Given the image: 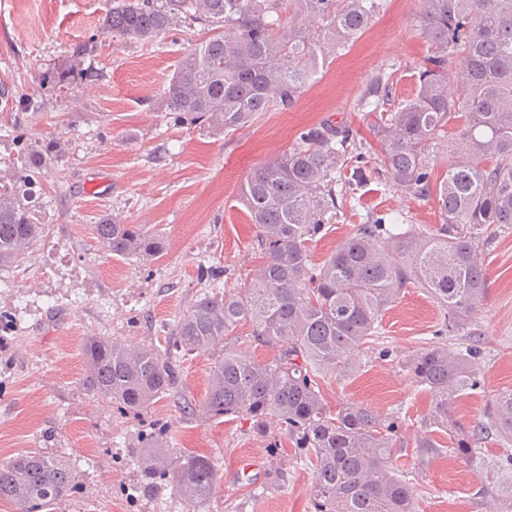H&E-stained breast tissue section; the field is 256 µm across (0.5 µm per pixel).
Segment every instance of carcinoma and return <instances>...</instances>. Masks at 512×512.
<instances>
[{"mask_svg": "<svg viewBox=\"0 0 512 512\" xmlns=\"http://www.w3.org/2000/svg\"><path fill=\"white\" fill-rule=\"evenodd\" d=\"M290 1L294 21L283 22ZM417 30L432 49L414 96L397 101L391 74L368 80L356 106L376 115L379 163L368 166L366 147L350 128L330 123L298 133L288 149L253 172L238 200L259 229L261 262L237 293L219 286L221 273L192 296L170 331L164 353L110 339H88L84 389L139 414L178 380L174 362L224 343L236 326L275 349L260 362L226 346L211 367L204 409L213 418L237 415L266 435L277 420L303 455L316 460L314 512H417L407 475L389 459L399 421L362 407L328 408L320 379L348 370L362 347L390 359L379 323L408 288H423L446 311L438 335L469 343L429 346L407 362L413 379L432 396L430 425L448 431V450L481 464L475 443L496 434L512 443V388L497 393L486 421L466 427L453 415L459 396L481 389L473 360L482 355L471 319L487 298L480 244L512 229V0H424ZM385 0H109L101 29L114 41L151 43L181 24L211 27L190 40L162 91L165 112L181 124L227 135L260 113L290 110L320 69L351 46L383 11ZM465 65L456 88L448 61ZM463 127L448 133V122ZM452 157L433 182L440 155ZM42 158L29 161L12 192L0 193V269L37 242L41 225L25 198L35 195ZM386 178L417 200L435 199L442 224L415 232L399 218L370 215L322 263L308 243L339 221L344 205L371 177ZM104 247L118 256L153 257L163 238L138 224L108 218L95 225ZM141 495L175 478L176 495L194 510L210 500L218 463L170 447L159 426L140 436L136 450ZM491 484L479 489L496 512H512V452L491 464ZM79 489L61 457L36 449L0 461V498L20 512H45Z\"/></svg>", "mask_w": 512, "mask_h": 512, "instance_id": "carcinoma-1", "label": "carcinoma"}]
</instances>
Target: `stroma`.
I'll list each match as a JSON object with an SVG mask.
<instances>
[{"label": "stroma", "mask_w": 512, "mask_h": 512, "mask_svg": "<svg viewBox=\"0 0 512 512\" xmlns=\"http://www.w3.org/2000/svg\"><path fill=\"white\" fill-rule=\"evenodd\" d=\"M421 7V0H388L292 109L261 113L216 136L174 123L162 105L186 33L84 54L79 47L89 38L107 39L100 29L106 0H0V192L14 189L30 155L45 159L36 206L42 233L0 271V310L14 315L0 344V461L43 448L70 462L81 489L49 512H187L170 481L151 497L129 493L139 480L132 456L152 424L167 428L170 446L218 461L222 478L203 512H311L313 468L279 422L270 421L261 436L242 418L205 413L217 351L180 358L177 387L134 416L84 390L82 345L97 336L164 351L203 271L223 268L228 288L243 287L260 256L257 229L238 201L240 185L300 129L326 120L378 147L355 102L370 76L394 62L395 99L413 97L428 54L416 30ZM63 70L70 82L59 87L51 77ZM87 73L97 81H84ZM386 213L407 217L418 231L441 224L435 201L374 179L362 187L356 210H345L310 242L312 261L323 262L368 215ZM111 217L158 232L164 252L142 262L107 251L94 226ZM481 257L487 300L473 329L484 347L476 361L483 386L459 397L455 409L467 426L482 420L495 393L512 387V229L482 246ZM444 318L425 289H407L379 324L396 360L353 353L351 369L328 373L321 390L330 408L349 403L398 417L391 464L407 473L418 512H491L478 489L493 471L445 454L448 434L428 424L431 395L404 364L440 344ZM424 436L440 444V454L420 456L416 444ZM273 470L282 481L269 480Z\"/></svg>", "instance_id": "35a3bbf8"}]
</instances>
